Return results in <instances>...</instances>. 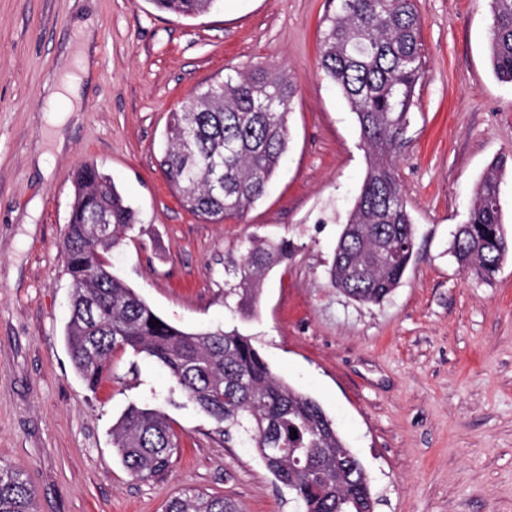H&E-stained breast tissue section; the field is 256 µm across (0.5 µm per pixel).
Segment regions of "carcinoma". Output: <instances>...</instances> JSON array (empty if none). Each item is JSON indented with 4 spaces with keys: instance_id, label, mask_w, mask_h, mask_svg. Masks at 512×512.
Listing matches in <instances>:
<instances>
[{
    "instance_id": "carcinoma-1",
    "label": "carcinoma",
    "mask_w": 512,
    "mask_h": 512,
    "mask_svg": "<svg viewBox=\"0 0 512 512\" xmlns=\"http://www.w3.org/2000/svg\"><path fill=\"white\" fill-rule=\"evenodd\" d=\"M218 0H153L160 11L197 17ZM489 60L512 82V0H491ZM320 68L354 112L368 159L364 182L337 239L330 285L361 304H380L399 286L413 259L415 229L390 157L408 126L415 89L424 77L421 21L415 0H339L324 16ZM192 93L170 113L161 160L183 205L213 223L243 217L260 200L288 149V114L296 86L284 71L255 65ZM492 162L474 190L452 253L462 271L489 281L512 238L501 221L500 176ZM138 218L113 179L92 163L75 180L63 242L71 279L65 340L88 389L97 388L112 355L130 351L165 367L174 394L193 404L222 436L237 435L288 488L298 512H374L361 460L334 420L310 396L276 376L252 339L236 329L185 331L156 315L110 271L108 254ZM98 224L110 225L98 234ZM290 245L251 239L225 272L224 298L255 313L261 282L288 260ZM297 432L292 438L291 431ZM112 444L135 479L165 470L178 444L171 420L148 404H130L112 426ZM36 490L0 465V512H37ZM164 512H240L230 499L197 490L168 500Z\"/></svg>"
}]
</instances>
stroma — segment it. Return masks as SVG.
<instances>
[{"mask_svg":"<svg viewBox=\"0 0 512 512\" xmlns=\"http://www.w3.org/2000/svg\"><path fill=\"white\" fill-rule=\"evenodd\" d=\"M336 6L221 0L186 19L152 0H0V464L36 487L38 512H163L190 489L241 512L296 508L252 449L193 405L165 403L169 375L153 359L115 353L93 391L76 374L62 245L87 161L140 213L109 255L113 272L176 326L251 336L272 371L336 421L375 512H512V257L487 282L451 254L477 183L512 157V83L490 66V0H417L425 77L393 156L416 253L378 305L327 279L367 169L356 117L319 65V24ZM83 24L91 69L58 144L45 100ZM259 63L297 85L288 153L242 218L211 223L165 176L166 123L197 87ZM251 238L288 240L292 252L245 318L224 302V268ZM146 400L164 408L179 447L165 471L137 480L112 426Z\"/></svg>","mask_w":512,"mask_h":512,"instance_id":"obj_1","label":"stroma"}]
</instances>
